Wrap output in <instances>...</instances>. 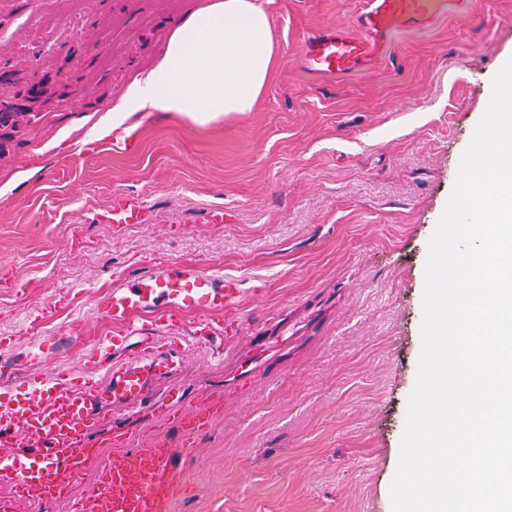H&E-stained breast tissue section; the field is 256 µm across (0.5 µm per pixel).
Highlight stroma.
Here are the masks:
<instances>
[{
  "label": "stroma",
  "instance_id": "stroma-1",
  "mask_svg": "<svg viewBox=\"0 0 512 512\" xmlns=\"http://www.w3.org/2000/svg\"><path fill=\"white\" fill-rule=\"evenodd\" d=\"M203 2L0 0V101L19 109L0 127V338L24 351L91 318L67 354L0 390L54 368L104 378L85 359L113 327L91 312L117 277L174 261L220 271L239 288L214 315L232 337L182 348L137 415L109 402L129 437L100 435L102 457L178 443L160 407L177 390L215 414L174 460L169 512H392L428 242L512 58V0L392 25L335 78L310 74L300 47L328 28L363 35L365 0H259L277 58L252 111L206 127L137 112L98 136L103 110ZM132 135L134 152L112 151ZM120 195L146 201L142 223L96 220Z\"/></svg>",
  "mask_w": 512,
  "mask_h": 512
}]
</instances>
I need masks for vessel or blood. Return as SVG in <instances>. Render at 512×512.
<instances>
[{
	"instance_id": "1",
	"label": "vessel or blood",
	"mask_w": 512,
	"mask_h": 512,
	"mask_svg": "<svg viewBox=\"0 0 512 512\" xmlns=\"http://www.w3.org/2000/svg\"><path fill=\"white\" fill-rule=\"evenodd\" d=\"M440 6V0H366V37L338 28L322 31L303 42V65L319 77L349 73L369 55L370 35L382 34L398 17L423 21ZM144 211L143 202L129 196L96 218L105 224H137ZM237 294L234 282L222 273L180 262L108 287L95 312L108 318L114 331L97 338L88 361L106 370L109 387L94 379L75 386L66 374L54 373L28 383L23 392L0 395V443L18 448L16 454L0 456V480L10 482L18 493L38 494L45 503L68 497L72 483L82 478L97 454L92 433L112 420L104 408L108 398L120 396L137 405L146 383L174 368L173 355L184 339L171 336L159 341L152 315L204 314L192 336L194 343L203 345L224 332L223 323L211 321L210 313L223 310ZM88 329V319L80 317L52 335L36 337L34 356L54 360ZM31 357L0 340V375L19 371ZM33 443L39 444V451H30ZM176 454V449L167 448L148 455L113 456L100 470L95 489L75 501L72 512H96L102 497L110 499L112 512H164L166 499L178 488L172 467Z\"/></svg>"
}]
</instances>
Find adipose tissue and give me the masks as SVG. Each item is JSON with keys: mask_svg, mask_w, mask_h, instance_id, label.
<instances>
[{"mask_svg": "<svg viewBox=\"0 0 512 512\" xmlns=\"http://www.w3.org/2000/svg\"><path fill=\"white\" fill-rule=\"evenodd\" d=\"M275 63L267 12L258 0H208L166 36L154 65L99 119L101 132L136 112H165L208 126L249 112Z\"/></svg>", "mask_w": 512, "mask_h": 512, "instance_id": "adipose-tissue-1", "label": "adipose tissue"}]
</instances>
